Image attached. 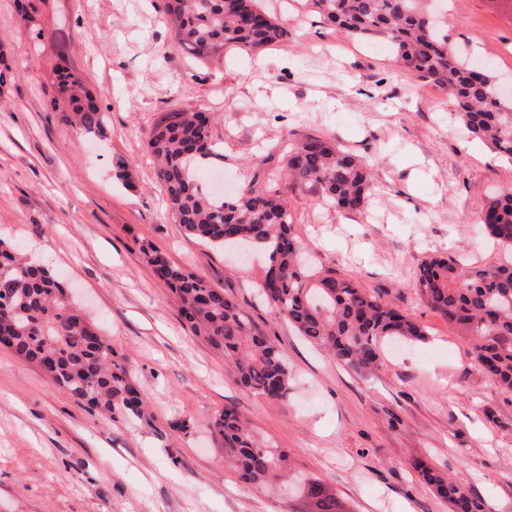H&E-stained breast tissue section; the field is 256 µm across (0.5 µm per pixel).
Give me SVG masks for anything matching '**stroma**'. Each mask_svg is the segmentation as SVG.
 Segmentation results:
<instances>
[{
	"label": "stroma",
	"instance_id": "1",
	"mask_svg": "<svg viewBox=\"0 0 512 512\" xmlns=\"http://www.w3.org/2000/svg\"><path fill=\"white\" fill-rule=\"evenodd\" d=\"M162 0H39L23 20L0 0V240L56 273L70 299L129 358L145 416L109 420L0 347V512H318L316 480L344 512H450L414 468L447 472L512 512V392L472 361V340L430 309L420 264L462 257L491 267L504 254L478 220L512 189V162L448 117L444 89L417 78L377 40L355 41L314 0H264L287 41L195 58L174 41ZM450 49L512 77V0H439ZM82 74L105 114L77 134L52 108L59 63ZM213 117L212 188L271 172L310 259L383 296L427 341L382 348L376 369L341 364L300 336L256 294L268 254L241 261L187 237L167 210L146 149L164 112ZM337 140L371 166L355 211L323 205L283 177L290 142ZM125 162L128 179L115 175ZM149 241L176 265L224 289L276 340L291 370L276 404L239 387L221 351L185 327L167 286L144 261ZM233 406L254 435L287 455L289 484L256 488L224 462L212 423Z\"/></svg>",
	"mask_w": 512,
	"mask_h": 512
}]
</instances>
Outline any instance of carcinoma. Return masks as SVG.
I'll list each match as a JSON object with an SVG mask.
<instances>
[{
    "label": "carcinoma",
    "mask_w": 512,
    "mask_h": 512,
    "mask_svg": "<svg viewBox=\"0 0 512 512\" xmlns=\"http://www.w3.org/2000/svg\"><path fill=\"white\" fill-rule=\"evenodd\" d=\"M321 15L352 39H384L418 78L443 87L468 134L512 158V101L499 94L495 76L457 58L448 35L424 0H315ZM176 43L199 59L232 45L262 51L288 40L290 32L262 0H163ZM56 97L70 106L65 120L81 135H96L104 113L84 80L68 66L55 69ZM146 147L155 161L172 219L185 232L220 248H269L268 269L276 272L270 306L308 342L337 362L373 368L379 344L424 342L425 329L381 295L369 293L333 269L317 270L302 258L292 233L286 198L261 185V175L230 197L206 193L198 184L201 161L216 154L209 113L173 109L151 126ZM286 178L319 194L338 210L358 209L373 188L368 165L335 142L307 136L290 143ZM485 231L512 254V190L490 198L481 215ZM145 262L171 290L190 332L224 353L235 381L271 403L288 398L290 371L284 353L233 298L206 280L170 263L152 243L140 246ZM417 291L429 308L472 337L475 364L501 389L512 391V258L486 269L466 267L452 257L422 262ZM12 315H0V333L18 357L48 368L75 402L110 418L140 420L144 400L130 377L127 357L77 313L65 287L48 268L28 261L0 241V300ZM225 459L254 486L287 477L285 457L256 438L234 408L213 420ZM415 469L451 509L481 512L482 503L436 468ZM308 494L321 512H340L336 498L319 485Z\"/></svg>",
    "instance_id": "obj_1"
}]
</instances>
